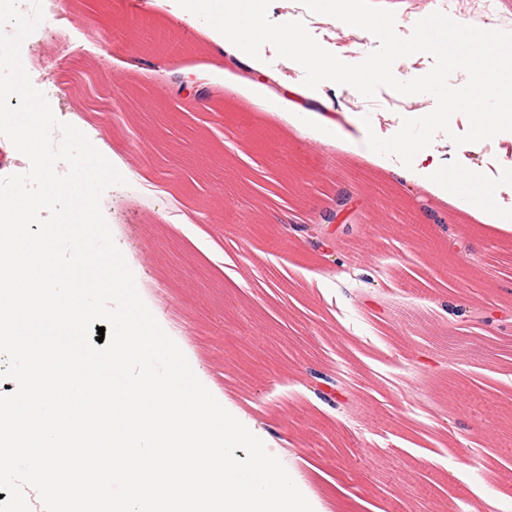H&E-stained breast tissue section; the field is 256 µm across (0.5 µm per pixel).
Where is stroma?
Here are the masks:
<instances>
[{
    "instance_id": "1",
    "label": "stroma",
    "mask_w": 512,
    "mask_h": 512,
    "mask_svg": "<svg viewBox=\"0 0 512 512\" xmlns=\"http://www.w3.org/2000/svg\"><path fill=\"white\" fill-rule=\"evenodd\" d=\"M69 36L43 19L23 41L26 71L46 70L36 87L55 115H82L100 134L121 130L120 156L155 187H109L101 208L139 294L183 352L202 370L265 446L296 476L304 496L344 492L331 512H472L488 492L489 472L512 512V414L495 401L512 398V359L475 355L487 333L512 339V320L473 330L452 343V310L502 308L512 270L499 259L512 244L427 189L382 176L373 160L352 156L349 139L367 130L394 135L403 117L429 113L435 100L416 95L415 108L363 124L348 101L354 90L326 83L305 97L304 70L264 46L261 71L241 66L243 52L218 55L200 20L152 0H85ZM116 30L101 38L102 27ZM165 31L181 52L148 56L137 48L142 28ZM92 64L111 93L79 99L71 74ZM199 74L200 98L186 108L181 79ZM145 92L163 110L170 153L147 160L149 148L114 104L125 88ZM302 118L304 138H292ZM269 133L256 147L244 133ZM484 160L437 134L430 150L476 168L512 157V133L483 141ZM354 189L353 234L329 233L332 250L287 235L259 218L260 207L314 223L339 192ZM426 221L430 241L412 243L402 218ZM468 236L472 262L486 264L477 287L449 278L457 254L449 232ZM428 272V290L407 288L395 269ZM345 381L337 405L313 393L314 373ZM447 440H440V431Z\"/></svg>"
}]
</instances>
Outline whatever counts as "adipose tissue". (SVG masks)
<instances>
[{
    "mask_svg": "<svg viewBox=\"0 0 512 512\" xmlns=\"http://www.w3.org/2000/svg\"><path fill=\"white\" fill-rule=\"evenodd\" d=\"M393 154L400 161L399 168H392L381 158H375L377 166L387 172L396 171L404 180L420 183L475 219L485 220L492 213L502 187L483 170L462 167L417 150L405 134L397 137Z\"/></svg>",
    "mask_w": 512,
    "mask_h": 512,
    "instance_id": "adipose-tissue-1",
    "label": "adipose tissue"
}]
</instances>
